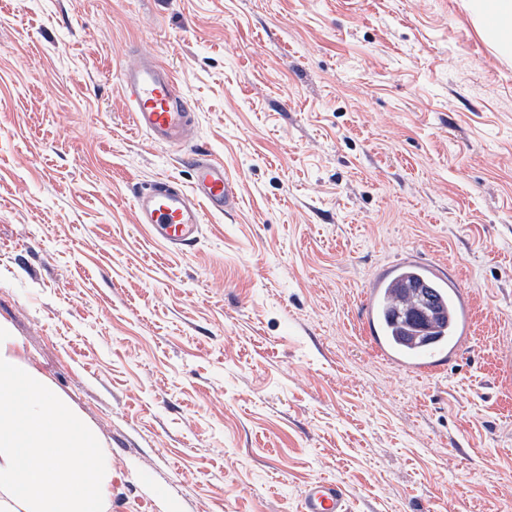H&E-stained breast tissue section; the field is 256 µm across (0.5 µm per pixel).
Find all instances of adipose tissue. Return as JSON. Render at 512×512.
Masks as SVG:
<instances>
[{"mask_svg":"<svg viewBox=\"0 0 512 512\" xmlns=\"http://www.w3.org/2000/svg\"><path fill=\"white\" fill-rule=\"evenodd\" d=\"M491 37L512 48V0H471ZM112 460L92 424L0 323V512H110Z\"/></svg>","mask_w":512,"mask_h":512,"instance_id":"obj_1","label":"adipose tissue"}]
</instances>
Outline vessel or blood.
Returning a JSON list of instances; mask_svg holds the SVG:
<instances>
[{"instance_id": "obj_1", "label": "vessel or blood", "mask_w": 512, "mask_h": 512, "mask_svg": "<svg viewBox=\"0 0 512 512\" xmlns=\"http://www.w3.org/2000/svg\"><path fill=\"white\" fill-rule=\"evenodd\" d=\"M120 87L138 132L156 144L174 148L192 140L191 104L172 72L150 52H139L123 67ZM191 166L190 188L161 178L134 195L137 223L148 225L157 240L177 250L200 240L205 214L231 212L236 200L234 183L222 162L199 152L193 155ZM411 269L417 270L421 284L438 286L437 297L446 302L451 317L447 336L434 341L414 336L402 344L393 339L391 326L398 317L388 308L390 286L395 276ZM471 311L469 294L448 279L442 266L421 263L411 254L373 282L366 296L367 322L380 331L374 339L376 348L390 364L418 378L445 370L468 348ZM300 512H350L349 500L340 484L316 481L305 489Z\"/></svg>"}]
</instances>
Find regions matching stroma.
Masks as SVG:
<instances>
[{
  "mask_svg": "<svg viewBox=\"0 0 512 512\" xmlns=\"http://www.w3.org/2000/svg\"><path fill=\"white\" fill-rule=\"evenodd\" d=\"M155 54L196 114L134 130ZM224 163L231 214L175 252L136 188ZM414 252L472 297L469 350L416 378L361 319ZM0 322L99 432L111 512L512 506V54L470 0H0ZM132 124L159 145L180 148L195 133L194 112L172 72L141 51L120 73ZM349 500L339 483L315 481L307 486L300 512H350Z\"/></svg>",
  "mask_w": 512,
  "mask_h": 512,
  "instance_id": "obj_1",
  "label": "stroma"
}]
</instances>
